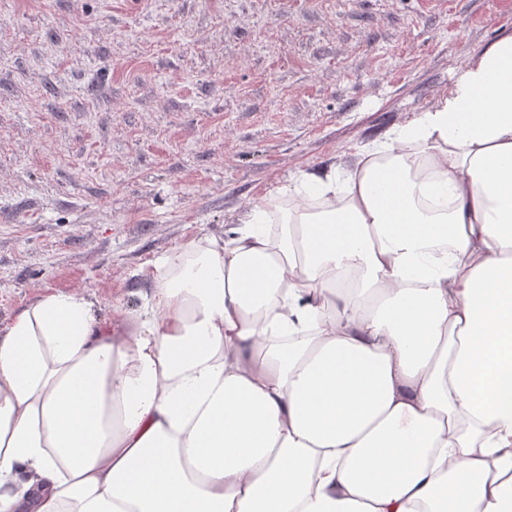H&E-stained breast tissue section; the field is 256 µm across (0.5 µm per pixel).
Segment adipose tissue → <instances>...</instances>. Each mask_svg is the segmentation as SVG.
<instances>
[{
	"label": "adipose tissue",
	"instance_id": "1",
	"mask_svg": "<svg viewBox=\"0 0 512 512\" xmlns=\"http://www.w3.org/2000/svg\"><path fill=\"white\" fill-rule=\"evenodd\" d=\"M355 153L0 327V512H512V36Z\"/></svg>",
	"mask_w": 512,
	"mask_h": 512
}]
</instances>
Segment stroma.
<instances>
[{
    "label": "stroma",
    "mask_w": 512,
    "mask_h": 512,
    "mask_svg": "<svg viewBox=\"0 0 512 512\" xmlns=\"http://www.w3.org/2000/svg\"><path fill=\"white\" fill-rule=\"evenodd\" d=\"M512 0H0V326L40 296L136 310L301 170L445 97Z\"/></svg>",
    "instance_id": "1"
}]
</instances>
